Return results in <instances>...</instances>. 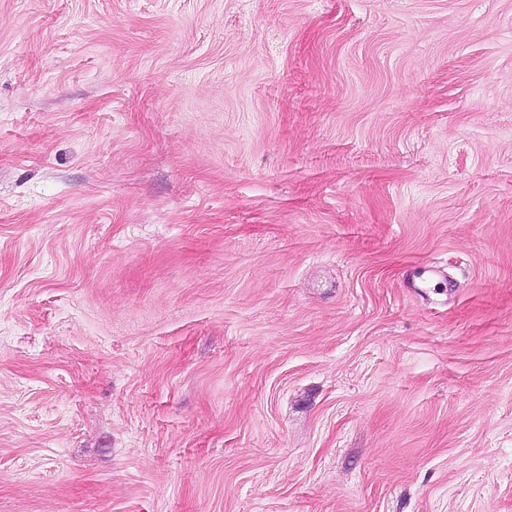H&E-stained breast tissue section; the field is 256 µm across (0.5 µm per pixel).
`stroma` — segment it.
<instances>
[{"label": "stroma", "mask_w": 512, "mask_h": 512, "mask_svg": "<svg viewBox=\"0 0 512 512\" xmlns=\"http://www.w3.org/2000/svg\"><path fill=\"white\" fill-rule=\"evenodd\" d=\"M0 512H512V0H0Z\"/></svg>", "instance_id": "obj_1"}]
</instances>
